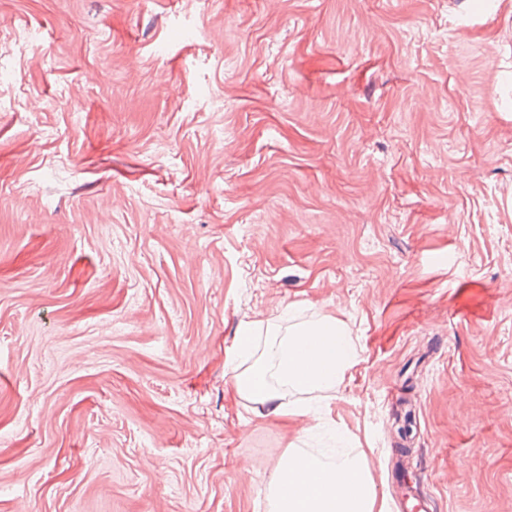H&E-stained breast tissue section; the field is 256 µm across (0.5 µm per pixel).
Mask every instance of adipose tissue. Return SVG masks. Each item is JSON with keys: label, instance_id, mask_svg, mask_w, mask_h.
Segmentation results:
<instances>
[{"label": "adipose tissue", "instance_id": "ef3b65f1", "mask_svg": "<svg viewBox=\"0 0 512 512\" xmlns=\"http://www.w3.org/2000/svg\"><path fill=\"white\" fill-rule=\"evenodd\" d=\"M297 313L296 305L285 309V328L242 322L227 352L234 388L269 415L296 417L333 435L335 423L308 397L343 388L360 350L342 321L320 312L300 322ZM371 470L362 453L336 460L289 449L268 483L269 512H386Z\"/></svg>", "mask_w": 512, "mask_h": 512}]
</instances>
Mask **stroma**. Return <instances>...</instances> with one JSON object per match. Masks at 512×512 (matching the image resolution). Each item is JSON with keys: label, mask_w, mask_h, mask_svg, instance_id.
<instances>
[{"label": "stroma", "mask_w": 512, "mask_h": 512, "mask_svg": "<svg viewBox=\"0 0 512 512\" xmlns=\"http://www.w3.org/2000/svg\"><path fill=\"white\" fill-rule=\"evenodd\" d=\"M361 349L386 500L512 512V0H0V512H268L241 322Z\"/></svg>", "instance_id": "1"}]
</instances>
